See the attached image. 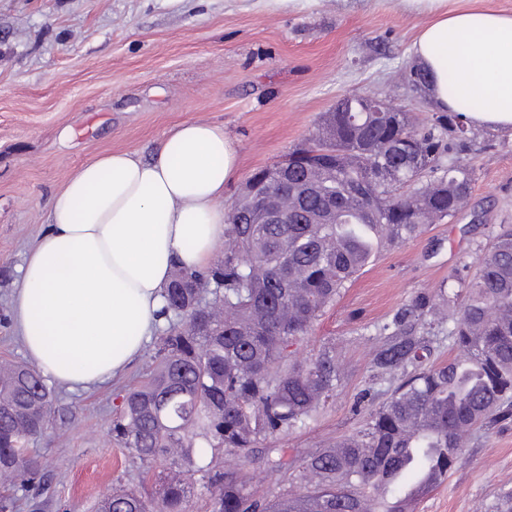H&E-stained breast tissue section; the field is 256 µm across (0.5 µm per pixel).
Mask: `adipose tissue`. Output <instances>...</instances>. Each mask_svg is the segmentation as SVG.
<instances>
[{
	"mask_svg": "<svg viewBox=\"0 0 512 512\" xmlns=\"http://www.w3.org/2000/svg\"><path fill=\"white\" fill-rule=\"evenodd\" d=\"M428 5L415 43L442 110L512 131V14ZM238 155L221 125L178 124L150 161L110 151L75 169L49 202L48 230L20 269L12 302L31 363L71 389L125 371L156 331L174 264L205 268L224 237V185Z\"/></svg>",
	"mask_w": 512,
	"mask_h": 512,
	"instance_id": "obj_1",
	"label": "adipose tissue"
}]
</instances>
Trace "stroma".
Wrapping results in <instances>:
<instances>
[{"instance_id": "1", "label": "stroma", "mask_w": 512, "mask_h": 512, "mask_svg": "<svg viewBox=\"0 0 512 512\" xmlns=\"http://www.w3.org/2000/svg\"><path fill=\"white\" fill-rule=\"evenodd\" d=\"M429 20L403 0H0V361L27 354L11 312L20 268L48 228V200L76 168L130 149L150 159L185 120L223 125L239 169L233 202L256 169L305 143L347 93L367 92L431 126L430 98L406 80ZM462 154L474 171L468 207L380 252L326 309L293 356L332 343L345 368L335 398L278 436L288 453L325 448L360 429L395 385L369 379L379 330L410 299L455 273L512 224V133L473 129ZM153 344L107 386L55 384L42 456L39 512H93L115 483L139 486L143 467L112 441L117 393L151 364ZM512 491V419L468 445L416 512H500Z\"/></svg>"}]
</instances>
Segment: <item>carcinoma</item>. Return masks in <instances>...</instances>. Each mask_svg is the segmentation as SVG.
<instances>
[{
	"instance_id": "carcinoma-1",
	"label": "carcinoma",
	"mask_w": 512,
	"mask_h": 512,
	"mask_svg": "<svg viewBox=\"0 0 512 512\" xmlns=\"http://www.w3.org/2000/svg\"><path fill=\"white\" fill-rule=\"evenodd\" d=\"M469 129L441 113L425 133L407 112H327L312 142L259 168L228 214L244 210L255 182L288 202V223L227 221L222 254L202 270L178 267L162 291L165 324L154 336L149 376L124 390L112 416L115 444L147 467L158 461L155 495L119 488L95 512H189L194 477L209 512H413L415 498L388 479L428 475L429 493L448 478L479 431L512 418V224H501L459 301L413 298L383 326L370 380H399L365 428L315 453L282 459L269 440L298 427L336 396L344 367L321 347L291 358L325 309L378 249L416 237L426 217L456 216L472 169L445 154L467 150ZM433 179L422 183L416 173ZM336 203V220L311 218ZM448 323L455 355L424 367L432 321ZM0 374V512L35 506L40 456L29 442L54 418L55 394L25 363ZM291 469L309 486L261 497L228 458Z\"/></svg>"
}]
</instances>
